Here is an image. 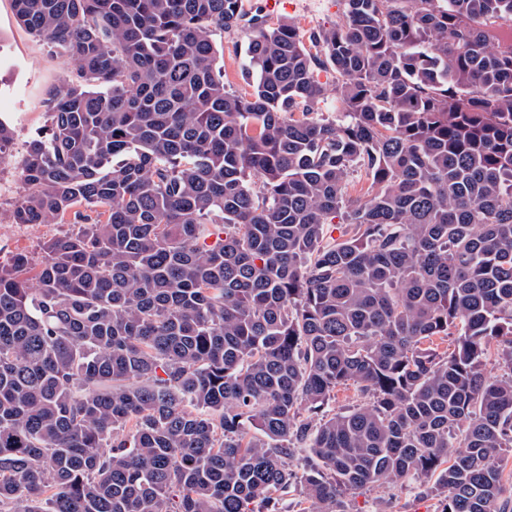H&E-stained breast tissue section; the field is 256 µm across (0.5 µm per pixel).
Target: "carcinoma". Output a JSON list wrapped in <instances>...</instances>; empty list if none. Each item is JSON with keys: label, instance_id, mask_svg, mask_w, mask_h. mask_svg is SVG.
I'll return each mask as SVG.
<instances>
[{"label": "carcinoma", "instance_id": "cac0c4a2", "mask_svg": "<svg viewBox=\"0 0 512 512\" xmlns=\"http://www.w3.org/2000/svg\"><path fill=\"white\" fill-rule=\"evenodd\" d=\"M13 4L77 80L12 223L75 229L0 263V512H279L296 482L350 512L432 477L441 512H500L512 0H340L306 37L243 0ZM214 41L218 50L217 66H224V81L239 91L250 90L246 74V38L241 33L224 32V35L217 33Z\"/></svg>", "mask_w": 512, "mask_h": 512}]
</instances>
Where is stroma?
<instances>
[{
  "instance_id": "1",
  "label": "stroma",
  "mask_w": 512,
  "mask_h": 512,
  "mask_svg": "<svg viewBox=\"0 0 512 512\" xmlns=\"http://www.w3.org/2000/svg\"><path fill=\"white\" fill-rule=\"evenodd\" d=\"M277 17L288 19L304 32L336 23L338 0H280ZM217 64L234 89L247 91L246 39L227 32L215 35ZM70 65L46 42L31 35L16 20L11 0H0V121L12 132L10 157L0 164V262L14 253L41 256L44 243L66 232L63 224H15L10 210L18 196L19 163L28 143L47 126L45 101ZM351 512H440L441 501L431 482L403 487L386 481L347 495Z\"/></svg>"
}]
</instances>
